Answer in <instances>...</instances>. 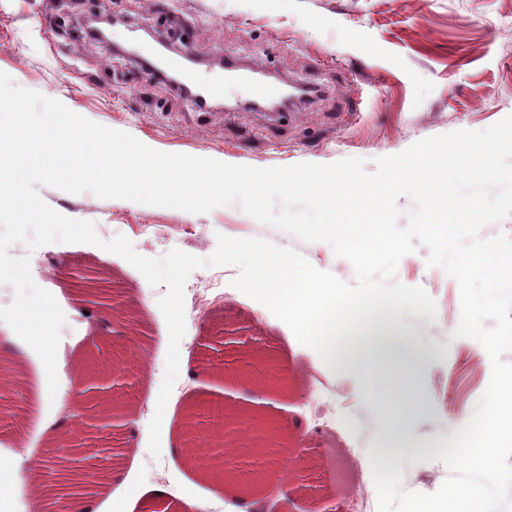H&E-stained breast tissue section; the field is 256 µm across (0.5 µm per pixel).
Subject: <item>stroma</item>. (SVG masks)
Instances as JSON below:
<instances>
[{"label": "stroma", "instance_id": "35a3bbf8", "mask_svg": "<svg viewBox=\"0 0 512 512\" xmlns=\"http://www.w3.org/2000/svg\"><path fill=\"white\" fill-rule=\"evenodd\" d=\"M112 13L118 28L149 31L152 40L185 36L176 56L208 60L227 53L289 83L320 86L312 101L272 112L230 98L197 107L165 84L151 81L138 61L87 41L83 15ZM0 71L16 86L61 101L71 111L106 127L131 133L170 153L221 158L256 168L302 162L331 164L351 157L374 171L377 158L413 143L457 130H483L512 114V0H0ZM41 198L62 215L93 222L105 241L122 235L135 250L161 258L174 249L206 258L217 235L261 238L300 254L315 268L348 284L351 263L324 241H305L259 223L239 206L195 214L126 200L67 193L49 186ZM12 256H29L32 275L64 314L57 351L59 387L49 395L44 365L12 328L0 322V368L24 363L25 376L0 420V459L17 448L47 455L46 425L65 419L79 401L70 365L95 352L103 339L98 318L124 310L126 336L114 350L148 349L154 364L119 380L115 407L122 417L110 427L90 421L80 451L84 470L111 475L108 493L93 494L95 512H199L205 503L227 506L213 481L177 453L176 430L191 404L288 424L277 465L294 463L304 481L283 493L269 480L262 497L270 512H378L377 497L361 501L358 486H372L370 461L398 454L406 490L435 492L449 475L434 454L471 418L491 379L489 355L477 340L453 338L461 311L459 285L435 288L425 246L394 279L423 288L438 315L404 311L377 317L365 328L411 334L421 353L405 385L384 376L370 396L349 372L351 349L324 362L301 344L265 305L232 285L234 266L202 267L186 285L215 275L223 294L201 314L186 313L180 343L191 384L176 380L161 429V456L148 452L150 411L163 381L168 331L157 287L123 258L88 244L52 243ZM92 278L100 303L86 317V296L75 277ZM340 384L336 425L319 426L307 400L313 379ZM416 399L407 447L392 449L386 426L392 399ZM161 487L155 501L142 491Z\"/></svg>", "mask_w": 512, "mask_h": 512}]
</instances>
